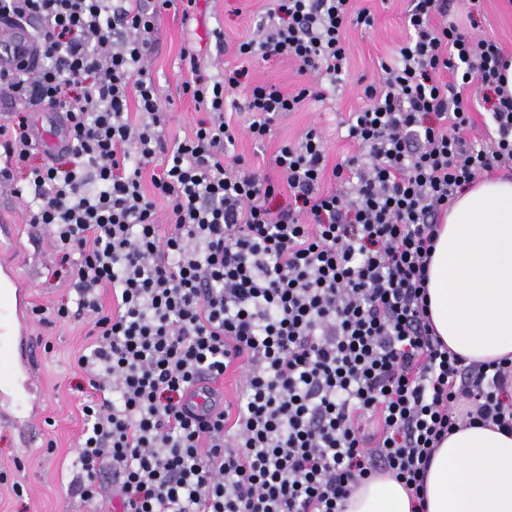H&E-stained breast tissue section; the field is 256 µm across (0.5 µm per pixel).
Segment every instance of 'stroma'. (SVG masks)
Instances as JSON below:
<instances>
[{"label": "stroma", "instance_id": "stroma-1", "mask_svg": "<svg viewBox=\"0 0 512 512\" xmlns=\"http://www.w3.org/2000/svg\"><path fill=\"white\" fill-rule=\"evenodd\" d=\"M448 20L462 27H475L478 35L501 44L512 55V0H447ZM358 7L369 9L372 27L352 28L347 32L350 76L325 100L308 102L288 114L264 145L249 137L239 138L235 153L249 168L278 179L273 160L279 148L299 139L311 126L324 138L329 163L350 155L353 145L344 136V121L350 112L367 102L365 87L378 78L377 63L391 55L406 36L407 0H357ZM272 0H198L194 20L166 13L151 36L150 74L162 98L170 105L161 116L160 130L168 141L191 135L204 112L183 93L182 83L191 73L207 76L243 65L247 83L272 82L287 93L294 92L309 78L300 74L291 61L272 58L241 63L236 46L244 38L258 34L265 24ZM224 33L216 43L213 29ZM200 51L197 71H190L183 53ZM0 224L14 227L10 256L22 280L29 287L30 306L53 309L72 305L76 292L65 274L60 273L59 255L46 227L30 223L23 203L11 187L0 184ZM93 325L89 315L54 323L31 320L30 330L38 344L36 396L40 402L36 423L39 434L26 443L18 430L0 423V512H116L112 501L98 505L82 501L78 491L76 453L82 430L80 408L90 393L75 357L85 352ZM22 493H15V486Z\"/></svg>", "mask_w": 512, "mask_h": 512}]
</instances>
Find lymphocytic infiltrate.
Segmentation results:
<instances>
[{
  "instance_id": "lymphocytic-infiltrate-1",
  "label": "lymphocytic infiltrate",
  "mask_w": 512,
  "mask_h": 512,
  "mask_svg": "<svg viewBox=\"0 0 512 512\" xmlns=\"http://www.w3.org/2000/svg\"><path fill=\"white\" fill-rule=\"evenodd\" d=\"M353 0H274L238 57L285 58L318 75L294 93L248 87L247 128L232 124L241 70L184 81L207 111L168 143L148 73L150 36L198 0H0V21L35 22L39 58L0 68V92L65 116L66 146L32 162L26 113L0 123V183L31 223L49 226L95 316L77 365L80 496L120 512H343L359 480L391 473L420 496L431 456L461 423L512 432V360L466 363L433 334L426 281L439 217L478 174L512 168V93L496 42L433 25L438 0H408V36L379 63L350 113L357 155L332 165L317 128L274 158L282 183L233 148L262 143L306 99L349 76L342 34L369 27ZM495 125L488 141L463 97L471 84ZM136 100L142 122L129 120ZM160 172L144 178L156 154ZM335 190L321 191L324 178ZM151 189H144V181ZM288 188L296 205L274 210ZM168 231L156 221V198ZM112 291L104 309L100 291ZM236 401L213 399L229 368ZM121 476L102 484L105 465Z\"/></svg>"
}]
</instances>
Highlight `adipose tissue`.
I'll list each match as a JSON object with an SVG mask.
<instances>
[{
    "label": "adipose tissue",
    "instance_id": "adipose-tissue-1",
    "mask_svg": "<svg viewBox=\"0 0 512 512\" xmlns=\"http://www.w3.org/2000/svg\"><path fill=\"white\" fill-rule=\"evenodd\" d=\"M436 336L470 363L512 358V178L483 176L437 229L426 282ZM425 512H512V433L464 426L435 449ZM345 512H413L394 476L355 487Z\"/></svg>",
    "mask_w": 512,
    "mask_h": 512
}]
</instances>
